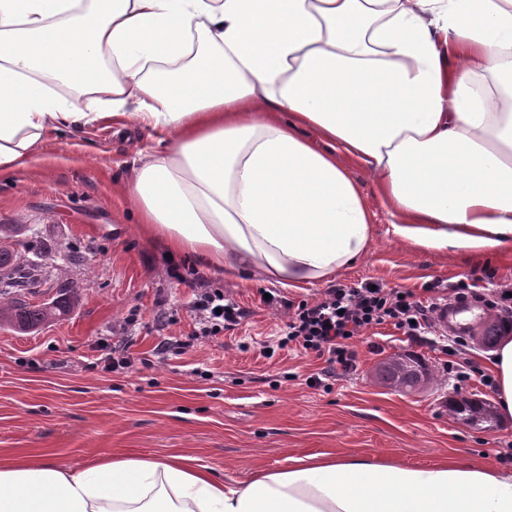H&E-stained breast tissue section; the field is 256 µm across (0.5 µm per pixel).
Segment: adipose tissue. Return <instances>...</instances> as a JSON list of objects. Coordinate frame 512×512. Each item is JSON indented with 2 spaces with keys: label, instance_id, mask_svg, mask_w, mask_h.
Returning <instances> with one entry per match:
<instances>
[{
  "label": "adipose tissue",
  "instance_id": "1",
  "mask_svg": "<svg viewBox=\"0 0 512 512\" xmlns=\"http://www.w3.org/2000/svg\"><path fill=\"white\" fill-rule=\"evenodd\" d=\"M104 121L157 133L126 197L211 269L325 281L365 254L375 198L426 247L512 242V0H0V174ZM491 356L510 419L512 336ZM0 512H512V474L348 454L240 483L38 454L0 462Z\"/></svg>",
  "mask_w": 512,
  "mask_h": 512
}]
</instances>
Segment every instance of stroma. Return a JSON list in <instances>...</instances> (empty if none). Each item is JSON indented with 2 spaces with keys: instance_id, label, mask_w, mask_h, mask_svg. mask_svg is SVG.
<instances>
[{
  "instance_id": "35a3bbf8",
  "label": "stroma",
  "mask_w": 512,
  "mask_h": 512,
  "mask_svg": "<svg viewBox=\"0 0 512 512\" xmlns=\"http://www.w3.org/2000/svg\"><path fill=\"white\" fill-rule=\"evenodd\" d=\"M157 139L134 124L64 128L50 133L43 162L0 174V225L19 227L10 245L24 258L53 251L42 278L19 299L52 301L63 282L78 295L65 319L36 332L0 326V454L49 453L70 470L112 455H186L239 482L307 455L359 454L420 469L461 457L512 470V419L485 430L448 412L456 393L497 399L495 386L479 379L490 371L491 353L480 337H469L466 352L479 376L459 389L444 369L448 354L391 325L356 341V372L326 390L305 383L322 361L285 351L261 357L286 321L284 310L261 304V291L297 302L319 297L327 284L289 288L260 276L229 282L168 253L118 190L136 151L157 150ZM372 206L365 255L329 284L373 281L418 292L479 277L492 288L512 285V244L486 259L426 248L397 233L380 201ZM199 287L223 289L249 317L224 335L195 336L189 303ZM163 311L171 320L162 327ZM165 335L194 346L155 359ZM376 344L381 352H373ZM109 348L130 357L129 372L98 367ZM394 354L420 358L432 380L408 394L383 386L375 368Z\"/></svg>"
}]
</instances>
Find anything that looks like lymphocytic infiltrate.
Returning <instances> with one entry per match:
<instances>
[{"label": "lymphocytic infiltrate", "instance_id": "1", "mask_svg": "<svg viewBox=\"0 0 512 512\" xmlns=\"http://www.w3.org/2000/svg\"><path fill=\"white\" fill-rule=\"evenodd\" d=\"M455 298H473L496 312L503 331H512V291L489 290L479 280L461 281L452 288ZM431 303L417 299L409 289L335 285L320 297L289 304L287 320L276 348L266 349L272 357L275 349L288 348L323 360L321 371L311 374L315 387L325 379L347 376L357 369L354 341L379 325L390 324L402 330L416 343L424 344L433 331ZM189 311L201 336H220L241 324L246 309L226 301L220 288H203L191 301Z\"/></svg>", "mask_w": 512, "mask_h": 512}]
</instances>
